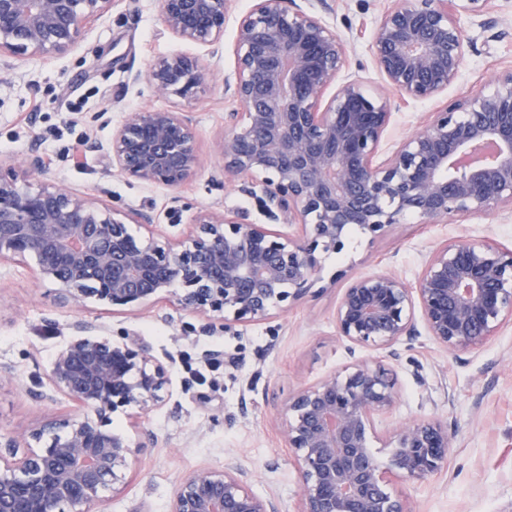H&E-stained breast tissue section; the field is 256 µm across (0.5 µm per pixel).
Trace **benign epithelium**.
Wrapping results in <instances>:
<instances>
[{
  "instance_id": "obj_1",
  "label": "benign epithelium",
  "mask_w": 512,
  "mask_h": 512,
  "mask_svg": "<svg viewBox=\"0 0 512 512\" xmlns=\"http://www.w3.org/2000/svg\"><path fill=\"white\" fill-rule=\"evenodd\" d=\"M114 0H0V59L63 55ZM168 32L224 49L230 0H158ZM328 0H252L237 21L233 80L224 93L241 111L224 113L222 174L256 197L276 231L248 212L200 211L181 240L152 230L143 211L99 205L51 178L43 158L23 164L37 176L21 187L0 171V263L35 261L75 312L94 298L135 312L168 300L229 329L267 319L305 298L323 261L348 246L356 228L374 240L408 216L427 224L491 217L512 206V67L493 90L445 104L378 160L393 111L437 98L455 83L466 41L458 15L497 11L496 0H393L375 25L371 50L382 84L366 90L345 78L346 41L326 22ZM216 74L212 64L172 54L146 79L159 97L189 98ZM336 87L326 97L330 87ZM112 171L177 190L200 166L190 112H131L105 143L91 142ZM147 234L135 236L130 225ZM448 352L470 351L512 322V251L469 236L435 248L411 284L380 270L349 278L335 311L339 336L354 348H391L420 335ZM56 354L47 374L51 399L76 414L43 420L31 437L49 442L18 458L0 450V512H89L116 490L143 445L109 428L118 411L144 413L164 402L167 368L143 344L114 342L86 323ZM397 399L394 371L359 360L288 399L280 430L300 472L298 512H406L386 472L411 482L441 470L454 434L438 420H413L392 434L388 469L369 448L375 417ZM172 512H280L251 488L233 459L196 469L178 483Z\"/></svg>"
}]
</instances>
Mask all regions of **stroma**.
<instances>
[{
    "label": "stroma",
    "instance_id": "obj_1",
    "mask_svg": "<svg viewBox=\"0 0 512 512\" xmlns=\"http://www.w3.org/2000/svg\"><path fill=\"white\" fill-rule=\"evenodd\" d=\"M389 3L331 0L325 19L348 39L350 27L373 29ZM250 5L232 0L216 79L190 99L159 98L144 78L157 57L207 54L165 30L157 0H117L71 52L25 60L15 70L0 68V166L19 167L29 150H37L52 177L110 207L149 212L157 230L172 239L182 238L195 215L213 205L246 210L253 222L266 223L253 198L215 174L224 114L237 107L224 95V81L234 73L236 20ZM461 24L477 51L449 88L452 99L490 91L493 77L512 67V23L486 26L471 16ZM347 54L350 73L377 82L369 39H348ZM148 107H177L196 119L202 167L175 193L176 203L167 189L110 173L106 157L86 146L108 141L128 113ZM460 235L512 249V209L454 223L410 218L373 241L351 231L347 250L326 258L321 282L301 302L264 321L211 331L199 317L165 301L132 314L91 301L76 313L60 302L54 285L37 279L34 262H2L0 438L21 441L39 421L75 413L67 397L48 401L42 394L52 360L74 335L75 322L84 320L113 340L146 344L171 379L162 405L135 416L113 415L114 431L150 446L126 470L119 491L107 494L93 512H170L183 475L223 468L230 456L248 468L257 494L276 498L285 512H298L297 464L279 431L282 408L297 391L353 359H381L396 370L399 395L376 418L371 447L377 463L387 466L388 442L401 423L437 418L455 434L438 473L419 482L391 478L390 488L407 512H512V323L481 348L455 355L426 335L390 350L352 354L336 334L334 313L345 286L335 280L337 270L362 275L387 269L411 283L427 253Z\"/></svg>",
    "mask_w": 512,
    "mask_h": 512
}]
</instances>
